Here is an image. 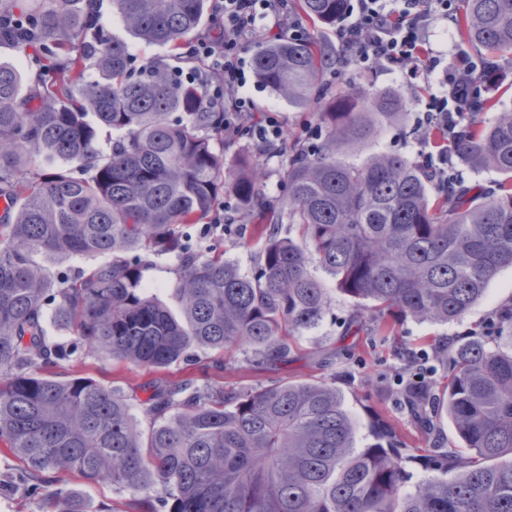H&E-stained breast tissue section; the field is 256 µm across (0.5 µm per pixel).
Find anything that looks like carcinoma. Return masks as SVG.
I'll return each mask as SVG.
<instances>
[{
  "instance_id": "obj_1",
  "label": "carcinoma",
  "mask_w": 512,
  "mask_h": 512,
  "mask_svg": "<svg viewBox=\"0 0 512 512\" xmlns=\"http://www.w3.org/2000/svg\"><path fill=\"white\" fill-rule=\"evenodd\" d=\"M103 0H0V19L21 28L0 41L43 54L37 94L0 62V446L26 465L35 512H89L80 491L50 490L76 474L130 493L128 512H512V305L499 340L481 333L436 351L441 395L409 380L398 395L423 425L448 420L458 446L412 445L372 418L369 445L327 381L272 380L246 389L197 383L190 352L249 350L268 369L288 362L296 338L316 328L327 288L321 268L387 342L398 322L464 317L488 283L512 266V110L496 91L466 104L469 126L455 157L493 186L448 181L431 192L419 164L374 151L360 165L341 156L367 148L402 117L395 90L338 89L336 26L349 0H288V17L318 33L272 37L252 57L256 79L297 107L326 100L315 138L286 144L282 192L264 196L265 149L224 169V113L203 88L165 64L131 70L129 42L100 23ZM140 43L176 49L213 21L208 0H110ZM454 31L493 65L512 56V0H462ZM494 112L490 122L476 119ZM94 114L98 124L87 120ZM119 133L102 149L98 127ZM65 165L44 175L41 157ZM246 212L259 261L251 275L218 249H197L184 228L224 196ZM298 226L282 237L278 226ZM41 255L43 261L35 259ZM179 262L169 307L143 284L147 257ZM71 262L57 276L49 265ZM99 356L156 374L142 427L123 392L94 378L40 370L69 357L45 315ZM191 363L184 375L164 374ZM441 473L408 485L409 464Z\"/></svg>"
}]
</instances>
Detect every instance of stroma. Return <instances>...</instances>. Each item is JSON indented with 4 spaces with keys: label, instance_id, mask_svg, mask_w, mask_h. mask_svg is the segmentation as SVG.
I'll return each mask as SVG.
<instances>
[{
    "label": "stroma",
    "instance_id": "obj_1",
    "mask_svg": "<svg viewBox=\"0 0 512 512\" xmlns=\"http://www.w3.org/2000/svg\"><path fill=\"white\" fill-rule=\"evenodd\" d=\"M345 78L358 85L391 88L404 95L406 107L401 123L383 129L373 146L415 159L420 137L415 119L417 102L425 95L423 84L399 82L389 75L371 78L354 72L346 73ZM245 79L243 91L252 99L257 113L270 109L278 112L288 134L300 133L311 112L318 109L313 102L307 111H299L259 86L253 74H246ZM218 221V216L213 215L193 226L187 232L188 241L195 246L223 249L242 273H252L257 264V248L250 244L249 233H238L232 224L218 228ZM311 273L330 290V307L320 325L304 334L279 372L262 370L255 362L237 356L224 372L225 388H249L275 376L325 379L335 383L354 416H361L362 404L378 406L408 437L416 440L420 439V432L403 403L393 395L399 382L408 379L418 368L434 365L436 347L481 332L500 306L512 302V267H506L491 280L485 296L461 320L444 324L409 319L398 325L394 339L372 344L366 336L370 325L366 315L357 312L352 299L336 289L333 279L322 269L312 268ZM61 369L121 388L135 407L145 400L142 385L151 378L145 370L100 358L86 346L62 361ZM24 476L22 463L10 453L0 452V512H34V504L23 490ZM54 487L62 492L73 487L83 489L92 512H102L106 507L113 512H124L129 500L127 492L111 484L86 485L73 475L60 477Z\"/></svg>",
    "mask_w": 512,
    "mask_h": 512
}]
</instances>
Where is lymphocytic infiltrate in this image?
Returning <instances> with one entry per match:
<instances>
[{"label": "lymphocytic infiltrate", "instance_id": "lymphocytic-infiltrate-1", "mask_svg": "<svg viewBox=\"0 0 512 512\" xmlns=\"http://www.w3.org/2000/svg\"><path fill=\"white\" fill-rule=\"evenodd\" d=\"M288 0H215L218 34L199 35L188 55L202 62L209 78L203 83L208 104L224 105V138L233 141L249 135L259 143L274 146L285 138L276 112H267L254 122V106L242 92L241 53L244 45L266 27L282 26ZM456 0H354L336 24V46L344 62L368 76H412L428 85L421 102L423 129L418 157L425 170L440 177L448 172L458 128L465 119L464 101L458 88L465 76L479 74L492 85L499 74L459 56L447 60L427 45L426 32L432 19L454 21Z\"/></svg>", "mask_w": 512, "mask_h": 512}]
</instances>
